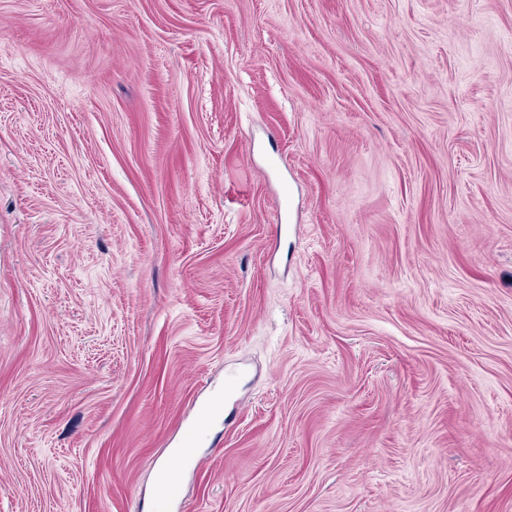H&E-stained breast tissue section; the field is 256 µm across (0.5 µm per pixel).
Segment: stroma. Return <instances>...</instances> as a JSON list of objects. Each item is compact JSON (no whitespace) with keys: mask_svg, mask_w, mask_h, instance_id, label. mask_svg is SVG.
<instances>
[{"mask_svg":"<svg viewBox=\"0 0 512 512\" xmlns=\"http://www.w3.org/2000/svg\"><path fill=\"white\" fill-rule=\"evenodd\" d=\"M0 512H512V0H0Z\"/></svg>","mask_w":512,"mask_h":512,"instance_id":"35a3bbf8","label":"stroma"}]
</instances>
